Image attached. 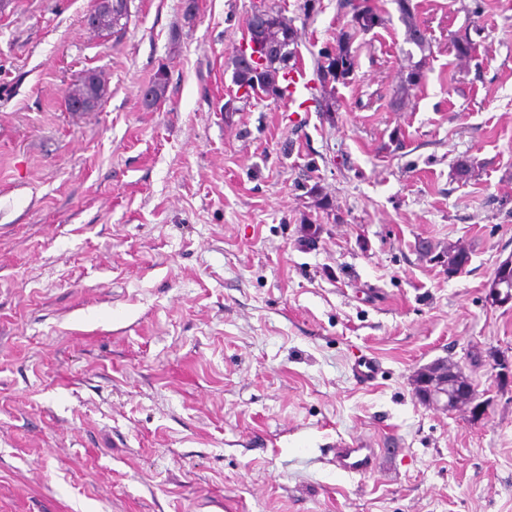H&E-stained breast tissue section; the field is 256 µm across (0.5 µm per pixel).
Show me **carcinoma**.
I'll return each mask as SVG.
<instances>
[{
  "label": "carcinoma",
  "instance_id": "cac0c4a2",
  "mask_svg": "<svg viewBox=\"0 0 512 512\" xmlns=\"http://www.w3.org/2000/svg\"><path fill=\"white\" fill-rule=\"evenodd\" d=\"M401 21L407 29V43L414 45L421 53L419 61L409 65L406 76L394 91V102L403 105L411 96L423 76L426 64V52L430 44L425 34L415 22L410 0H395ZM340 12L350 16V24L356 33L368 34L384 25V18L372 7L368 0H337ZM130 16V0H116L112 4V12L97 11L92 28L99 32L116 33L125 27L124 21ZM245 35L262 46L265 61L260 66H252L237 55L231 56L232 82L235 86H247L255 95H262L278 102L285 97L281 86L282 75L300 62L298 52V30L294 20L286 17L283 12L264 7L263 10L244 20ZM358 67L357 56L351 48V35L342 32L336 37V43H328L322 47L315 60V81L319 95L315 96L318 111L329 115L339 110L340 100L337 96V85H345ZM167 72L159 70L148 85L153 105L161 103L167 93ZM107 94V83L101 72L84 71L69 92L68 100L94 97L102 100ZM478 167L472 159H459L453 171L458 180L466 181L473 176ZM303 196L312 199L314 205L322 210L332 209V199L319 181L313 183L305 180L297 184ZM446 257L448 274L452 275L457 268L470 259V251L448 246L443 253ZM512 286V264H498L491 282L490 296L493 301L504 303L507 298L500 295L496 288L501 284ZM448 391L458 396H466L473 390L472 383L464 374L458 363L447 360Z\"/></svg>",
  "mask_w": 512,
  "mask_h": 512
}]
</instances>
